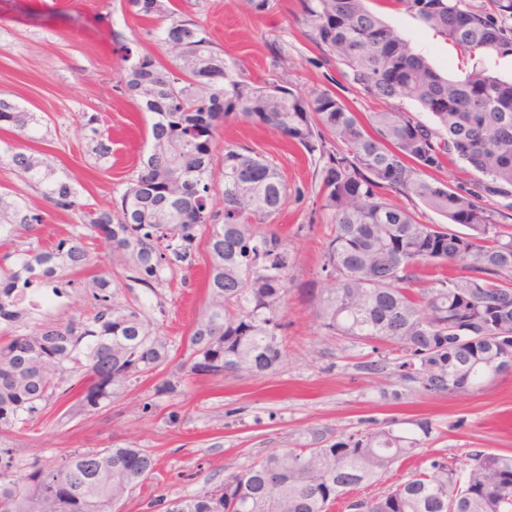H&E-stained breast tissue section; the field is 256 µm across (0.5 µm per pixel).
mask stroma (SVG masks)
<instances>
[{"instance_id":"obj_1","label":"stroma","mask_w":512,"mask_h":512,"mask_svg":"<svg viewBox=\"0 0 512 512\" xmlns=\"http://www.w3.org/2000/svg\"><path fill=\"white\" fill-rule=\"evenodd\" d=\"M170 5L199 21L216 50L252 81L281 69L294 91L328 89L357 112L383 107L351 87L341 66L309 41L300 0H271L262 14L248 11L244 0H170ZM371 7L441 72L457 77L471 66V59L395 0H373ZM151 25L126 11L123 0H0V98L41 118L39 150L87 207H107L149 145V118L123 93L119 73L126 50L161 55L157 41L146 34ZM86 112L103 116L109 157L94 153L81 119ZM228 139L273 160L289 189L274 218L295 254L293 282L281 309L288 324L283 364L262 377H189L174 394L160 391L161 377L143 379L116 389L110 406L92 412L70 411L69 400H60L28 430L12 433L19 469L36 458L55 463L77 449L145 448L156 469L115 510L149 512L155 499L223 484L270 451L306 444L315 427L333 439L364 430L370 419L427 418L435 432L424 442V454L444 456L459 469L477 451L512 452V372L474 393L433 395L406 387L400 400L381 397L379 389L389 379L362 369L366 348L325 335L314 316L311 290L320 280L329 229L310 158L278 133L244 122L224 127L216 149ZM3 188L44 214V223L31 234L43 248H53L79 222L78 215L57 211L39 188L0 162ZM197 244L194 263L166 274L152 291L125 288L124 269L99 239L89 245L91 271L116 282V301L143 303L148 314L158 315L160 335L177 339L189 334L206 303L207 242L201 237Z\"/></svg>"}]
</instances>
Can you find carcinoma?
Wrapping results in <instances>:
<instances>
[{"mask_svg":"<svg viewBox=\"0 0 512 512\" xmlns=\"http://www.w3.org/2000/svg\"><path fill=\"white\" fill-rule=\"evenodd\" d=\"M397 2L470 58L512 53V0H489L488 8ZM301 6L308 38L384 109L361 117L335 92L304 97L281 76L252 84L190 16L162 0H125L129 12L155 20L167 57L125 47L122 89L150 117L149 149L127 186L111 205L85 210L47 154L4 150L23 182L41 188L55 209L80 213V223L50 251L30 245L0 257V512H113L154 473L145 448H102L76 450L57 466L35 460L16 475L9 433L27 429L53 401L74 392L79 411L106 407L114 388L156 376L177 357L189 375H264L282 364L288 323L280 309L295 258L271 226L288 189L271 160L241 143L224 142L215 158L216 133L231 121L275 131L313 158L320 211L331 225L315 315L328 335L370 349L364 370L390 365L401 385L431 394L479 391L512 371V80L480 63L460 77L443 75L366 0ZM83 120L96 154L106 157L101 116ZM39 124L36 113L0 98V129L34 141ZM456 158L478 173L470 185L431 178ZM393 194L417 199L447 223H423ZM496 198L504 208L486 204ZM43 221L19 194L0 193V240ZM202 228L207 305L179 348L141 307L114 302L111 279L76 283L64 275L91 264L84 239L94 237L121 255L129 280L152 291L166 272L192 264ZM415 283L426 287L416 291ZM29 288L59 296L87 288L94 311L33 324ZM399 425L375 422L333 443L316 429L300 448L271 452L222 485L174 498L176 512H328L338 500L345 512H512L509 453H471L462 472L429 457L381 494L353 495L419 455L434 432L426 418L412 422L416 436Z\"/></svg>","mask_w":512,"mask_h":512,"instance_id":"cac0c4a2","label":"carcinoma"}]
</instances>
